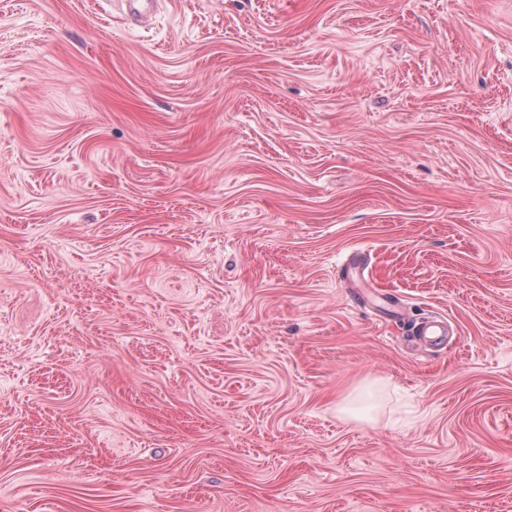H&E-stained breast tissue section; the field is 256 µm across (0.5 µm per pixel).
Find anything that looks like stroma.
Wrapping results in <instances>:
<instances>
[{
  "label": "stroma",
  "instance_id": "35a3bbf8",
  "mask_svg": "<svg viewBox=\"0 0 512 512\" xmlns=\"http://www.w3.org/2000/svg\"><path fill=\"white\" fill-rule=\"evenodd\" d=\"M0 512H512V0H0Z\"/></svg>",
  "mask_w": 512,
  "mask_h": 512
}]
</instances>
